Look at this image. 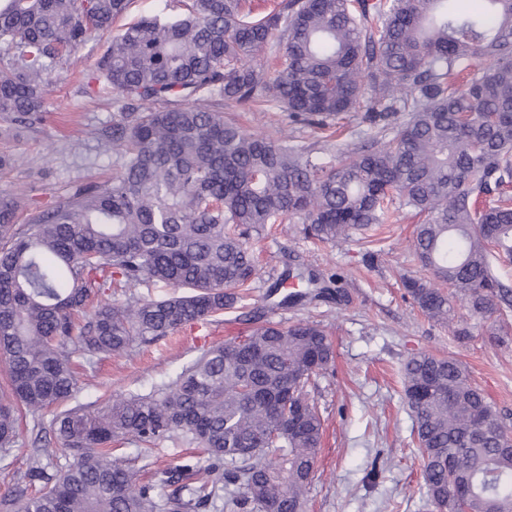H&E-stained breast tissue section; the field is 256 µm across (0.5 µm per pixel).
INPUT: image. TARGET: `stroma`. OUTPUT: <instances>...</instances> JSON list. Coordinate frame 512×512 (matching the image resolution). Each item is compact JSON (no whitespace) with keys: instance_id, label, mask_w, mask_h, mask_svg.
<instances>
[{"instance_id":"stroma-1","label":"stroma","mask_w":512,"mask_h":512,"mask_svg":"<svg viewBox=\"0 0 512 512\" xmlns=\"http://www.w3.org/2000/svg\"><path fill=\"white\" fill-rule=\"evenodd\" d=\"M107 48L93 38L78 46L73 62H60L48 75L43 121L24 125L0 118V154L16 156L0 170V192L21 193L31 210L48 208L78 183L112 172V146L99 130L112 121L110 91L90 80L95 61ZM276 107L239 113L247 130L259 135L283 132L297 143L321 147L316 130L284 124ZM421 216L403 211L380 225L371 245L351 241L331 246L305 237L298 219L267 225L252 243L260 277L236 309L210 324L180 329L148 346L98 361L87 370L83 388L70 406L115 394H146L174 378L203 350L247 334L244 314L261 311L273 322L318 320L334 348V361L310 390L324 418L322 447L309 486L306 512H435L424 489L421 455L412 441V421L402 401L401 368L414 354L451 356L467 367L472 380L512 426V314L501 326L502 340L490 343L488 320L465 316L471 336L457 341L428 319L403 286L421 275L414 253V231ZM307 265L335 275V298L304 297L279 304L268 297L270 285L286 270ZM36 431L32 416L20 424L19 447L0 460V493L25 473ZM198 451L175 441L161 442L141 463L139 482L154 481L158 471L192 461Z\"/></svg>"}]
</instances>
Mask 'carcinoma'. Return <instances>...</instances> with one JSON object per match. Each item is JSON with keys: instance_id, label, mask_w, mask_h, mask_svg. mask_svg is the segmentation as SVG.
<instances>
[{"instance_id": "1", "label": "carcinoma", "mask_w": 512, "mask_h": 512, "mask_svg": "<svg viewBox=\"0 0 512 512\" xmlns=\"http://www.w3.org/2000/svg\"><path fill=\"white\" fill-rule=\"evenodd\" d=\"M130 0H0V116L42 119L47 71L91 36H109L92 79L112 89V177L80 184L15 223L21 194H0V453L18 410L51 414L59 447L34 439L27 476L0 512H305L323 423L307 386L333 360L317 322L283 327L251 313L248 334L209 348L146 396L54 413L85 362L128 352L235 308L257 269L249 231L296 218L336 245L400 210L425 215L415 255L426 278L404 288L428 318L512 309L497 273L512 261V0H276L252 19L245 0H187L174 20L112 32ZM276 66L264 49L273 42ZM482 74L458 82L473 59ZM367 103L370 144L325 158L288 137L251 134L224 108L274 103L319 129ZM408 113L399 120L398 114ZM162 282L166 299H102ZM450 293H445L443 286ZM402 400L424 463L428 501L454 512H512V430L453 357L402 367ZM127 436L135 456L113 454ZM196 445L185 463L136 482L162 440ZM73 461L60 463V453Z\"/></svg>"}]
</instances>
